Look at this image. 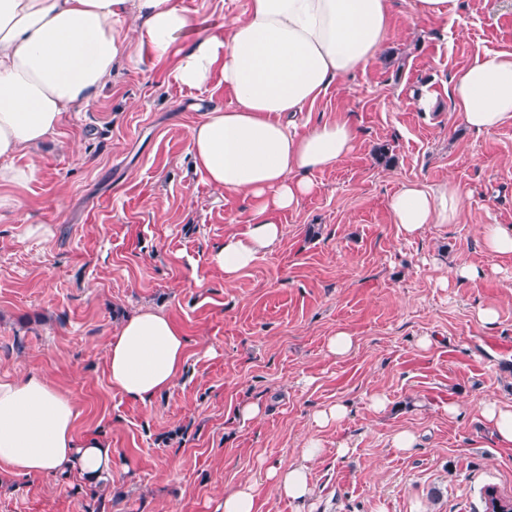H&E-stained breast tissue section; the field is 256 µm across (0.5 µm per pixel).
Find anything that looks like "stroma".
<instances>
[{
	"instance_id": "35a3bbf8",
	"label": "stroma",
	"mask_w": 512,
	"mask_h": 512,
	"mask_svg": "<svg viewBox=\"0 0 512 512\" xmlns=\"http://www.w3.org/2000/svg\"><path fill=\"white\" fill-rule=\"evenodd\" d=\"M413 4L390 0L379 59L298 116L350 117L360 137L312 174L314 190L279 217L276 247L234 282L210 256L244 231L252 202L194 172L189 137L206 110L233 106L219 80L180 87L143 52L34 151L24 207L0 216V375L36 371L65 391L79 433L110 441L114 479L99 497L75 474L1 473L0 512H211L242 484L256 512H296L259 474L313 434L312 512H483L485 487L512 497V447L495 443L479 408L512 402V254H489L481 235L512 226V121L472 131L447 95L475 59L512 52V0H456L453 15L426 19ZM424 86L437 94L428 112L414 103ZM411 181L456 183L455 221L401 235L388 202ZM30 224L51 233L27 236ZM461 264L478 276L443 285ZM487 307L490 326L477 318ZM141 308L188 340L182 376L145 404L111 387L106 363ZM340 330L354 347L337 358L328 343ZM338 401L347 418L316 430L313 413ZM252 402L262 417L241 422ZM402 430L414 448L393 447Z\"/></svg>"
}]
</instances>
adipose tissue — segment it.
<instances>
[{"label":"adipose tissue","mask_w":512,"mask_h":512,"mask_svg":"<svg viewBox=\"0 0 512 512\" xmlns=\"http://www.w3.org/2000/svg\"><path fill=\"white\" fill-rule=\"evenodd\" d=\"M389 0H247L228 27L205 26L183 0H0V212L35 180L29 156L112 79L121 61L149 50L178 85L199 88L221 76L232 108L213 107L190 129L193 168L214 189L253 205L248 229L225 236L211 263L226 280L279 241L278 216L313 185L308 175L336 167L359 136L350 118L299 128L294 118L339 80L379 58L388 38ZM464 123L490 132L512 120V53L475 60L448 82ZM460 187L402 185L389 200L412 237L453 223ZM186 338L163 312L142 310L107 344L108 378L125 397L148 402L182 375ZM72 399L47 376H0V471L16 477L78 472L111 483L112 447L81 436ZM322 442L310 436L294 462L263 473L281 497H312L309 464Z\"/></svg>","instance_id":"obj_1"}]
</instances>
